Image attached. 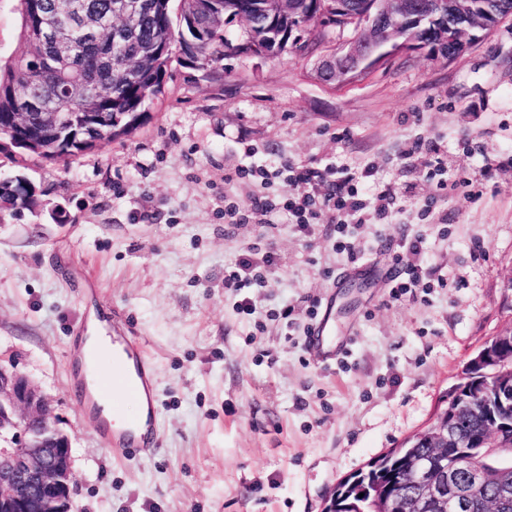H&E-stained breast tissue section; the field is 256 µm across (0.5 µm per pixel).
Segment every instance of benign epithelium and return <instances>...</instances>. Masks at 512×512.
I'll list each match as a JSON object with an SVG mask.
<instances>
[{"mask_svg":"<svg viewBox=\"0 0 512 512\" xmlns=\"http://www.w3.org/2000/svg\"><path fill=\"white\" fill-rule=\"evenodd\" d=\"M274 5L294 20L301 11L289 0H253L251 8ZM458 0H315L309 7L322 19L343 30L352 23L363 35L339 42L326 50L318 73L326 78L336 73L344 85L373 73L397 51L430 48L432 56L448 61L461 53L448 48V15L456 13ZM299 27L272 31L267 38L273 57L302 40ZM463 386L472 397L459 396L460 388L448 392V405L427 431L415 436L431 448L427 456L395 450L391 458L400 468L378 484L369 486L357 477L339 484L329 495L323 512H336L344 495L363 494L368 512H463L478 506L484 512H499L512 497L503 475L512 469V417L496 418L494 412L512 410V329L485 343L464 369ZM481 411L490 416L480 448H498L496 463H485L448 449L459 443L451 427L454 419ZM16 437V447L0 450V512H74V473L69 438L55 426L51 401L26 376L0 365V434ZM412 489L403 497L398 488Z\"/></svg>","mask_w":512,"mask_h":512,"instance_id":"obj_1","label":"benign epithelium"}]
</instances>
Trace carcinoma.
I'll use <instances>...</instances> for the list:
<instances>
[{"mask_svg": "<svg viewBox=\"0 0 512 512\" xmlns=\"http://www.w3.org/2000/svg\"><path fill=\"white\" fill-rule=\"evenodd\" d=\"M117 0H18L20 37L25 52L0 63V133L15 125V113L31 101L59 105L61 112H91L77 127L63 125L46 137L32 125L28 153L45 160L77 156L103 141L127 135L141 125L147 108L160 99L171 77L173 59L184 53L195 67L220 78V63L229 54L253 51L252 42L235 44L224 35L225 17L249 0H129L135 13L113 16ZM89 17L108 18L79 52L62 59L50 45L35 40L36 26L52 28L77 23L74 6ZM488 31L495 19L478 13L464 21L448 20V41H458L464 23ZM35 192L19 193L17 182L0 185V212L14 215L33 206Z\"/></svg>", "mask_w": 512, "mask_h": 512, "instance_id": "carcinoma-1", "label": "carcinoma"}]
</instances>
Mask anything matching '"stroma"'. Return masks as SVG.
Wrapping results in <instances>:
<instances>
[{"label":"stroma","instance_id":"35a3bbf8","mask_svg":"<svg viewBox=\"0 0 512 512\" xmlns=\"http://www.w3.org/2000/svg\"><path fill=\"white\" fill-rule=\"evenodd\" d=\"M321 53L232 56L218 81L174 64L142 125L66 164L0 145V180L37 190L0 214V364L51 399L77 512H323L512 328V16L453 61L407 50L341 87L317 78ZM418 139L456 189L437 193L429 154L408 156ZM284 160L330 181L370 168L395 188L388 222L371 212L354 229L360 261L336 253L325 211L304 234L283 216L225 223V198L294 193L234 176ZM407 235L423 276L396 301L387 245ZM269 251L263 287L225 288L227 267ZM328 302L347 348L324 364L307 331ZM92 308L153 364L158 445L124 459L85 424L73 382L72 331Z\"/></svg>","mask_w":512,"mask_h":512}]
</instances>
